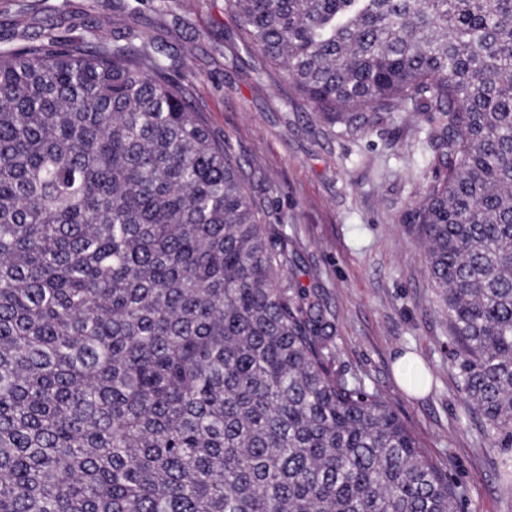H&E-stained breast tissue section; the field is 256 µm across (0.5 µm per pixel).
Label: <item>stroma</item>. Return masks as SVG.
I'll return each mask as SVG.
<instances>
[{"label":"stroma","instance_id":"stroma-1","mask_svg":"<svg viewBox=\"0 0 512 512\" xmlns=\"http://www.w3.org/2000/svg\"><path fill=\"white\" fill-rule=\"evenodd\" d=\"M117 0H11L0 12V41L71 26L111 39ZM146 0L151 33L187 54L197 76L194 105L240 159L263 223L296 257L286 274L318 297L334 324V371L381 389L389 405L447 471L461 497L455 512H512L495 479L498 450L478 424L461 420L447 319L401 215L433 176L417 145L420 113L356 137L340 136L295 89L285 71L247 49L226 0H184L188 24L175 28ZM411 353L433 385L412 395L393 366Z\"/></svg>","mask_w":512,"mask_h":512}]
</instances>
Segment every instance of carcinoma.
<instances>
[{
    "label": "carcinoma",
    "instance_id": "obj_1",
    "mask_svg": "<svg viewBox=\"0 0 512 512\" xmlns=\"http://www.w3.org/2000/svg\"><path fill=\"white\" fill-rule=\"evenodd\" d=\"M140 2L113 41L0 50V512H453L383 393L331 370V322ZM227 7L339 134L427 115L401 222L512 499V0Z\"/></svg>",
    "mask_w": 512,
    "mask_h": 512
}]
</instances>
